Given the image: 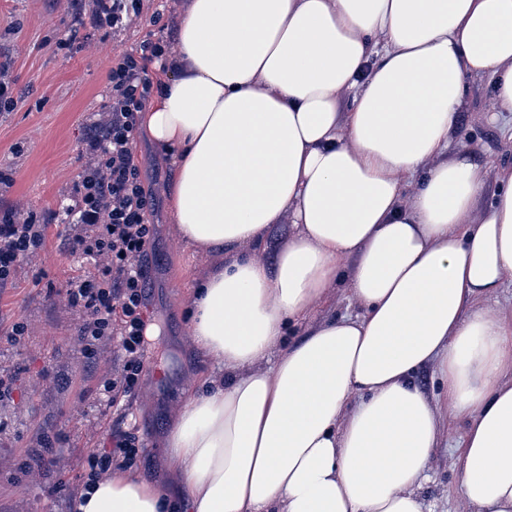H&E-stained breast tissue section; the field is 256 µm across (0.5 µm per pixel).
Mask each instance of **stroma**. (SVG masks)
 I'll list each match as a JSON object with an SVG mask.
<instances>
[{
  "instance_id": "stroma-1",
  "label": "stroma",
  "mask_w": 512,
  "mask_h": 512,
  "mask_svg": "<svg viewBox=\"0 0 512 512\" xmlns=\"http://www.w3.org/2000/svg\"><path fill=\"white\" fill-rule=\"evenodd\" d=\"M162 0H146L141 20L129 30L90 31L87 40L65 46L69 18L64 0H0V54L9 60L8 76L18 104L0 111V173L10 177L0 187V204H24L58 217L46 231L45 248L24 261L14 280L0 290V333L18 320L28 334L18 344L0 343V371L17 377L13 403L0 407V512H70L60 482L75 481L81 458L99 446L116 424L107 401L96 389L111 359L88 360L77 335L80 318L67 309L59 293L90 262L71 252L66 240L73 226L62 209L72 182L86 161L83 138L87 125L109 98L107 73L114 55L131 53L153 32V12ZM455 150L485 164L492 179L512 169V132L492 120L494 105L486 78L468 80ZM146 184L158 204L150 216L156 226L150 255L146 317L159 330L152 337L150 363L133 403V420L143 444L132 475L163 490L178 483L184 461L167 455V429L182 416L187 400L202 387L230 377L266 372L281 354L269 349L252 363L234 370L198 347L188 328L187 312L197 284L227 258L183 236L172 218L170 186L176 166L163 147L140 137L133 147ZM349 280L326 288L309 307L302 330L334 316L359 313ZM420 387L449 430L448 440L432 453L423 489L429 512H474L459 484V440L467 423L454 418L439 393L436 366L419 378ZM59 435L56 447L38 444L39 433ZM40 474L30 477L28 467Z\"/></svg>"
}]
</instances>
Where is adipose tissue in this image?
Returning a JSON list of instances; mask_svg holds the SVG:
<instances>
[{
  "instance_id": "obj_1",
  "label": "adipose tissue",
  "mask_w": 512,
  "mask_h": 512,
  "mask_svg": "<svg viewBox=\"0 0 512 512\" xmlns=\"http://www.w3.org/2000/svg\"><path fill=\"white\" fill-rule=\"evenodd\" d=\"M174 40L142 128L175 155L176 224L231 256L196 292L198 346L251 363L344 258L361 312L192 396L168 432L174 491L104 482L78 512H425L432 363L469 421L463 496L512 512V326L474 305L512 271V178L490 188L449 152L469 77L512 113V0H188ZM285 218L297 235L273 263L239 255Z\"/></svg>"
}]
</instances>
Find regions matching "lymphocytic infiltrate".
<instances>
[{
  "label": "lymphocytic infiltrate",
  "mask_w": 512,
  "mask_h": 512,
  "mask_svg": "<svg viewBox=\"0 0 512 512\" xmlns=\"http://www.w3.org/2000/svg\"><path fill=\"white\" fill-rule=\"evenodd\" d=\"M142 9V0H69L70 36L78 38L89 26L115 33L126 30L141 18ZM177 20L173 8L167 15H154L157 29L136 52L113 56L108 72L112 101L87 128V162L69 194L68 213L76 226L69 246L89 259L92 269L66 283V301L84 315L78 336L85 354L92 359L112 356V369L99 378L98 389L125 421L131 415L128 400L141 385L151 352L144 309L155 238L148 216L156 205L133 145L152 99L148 67L172 55L170 32ZM55 218L52 211L0 206V288L12 282L23 260L42 251L46 226ZM139 451L132 427L110 430L102 449L84 456L78 480L60 483L59 488L70 503L82 502L97 483L125 478Z\"/></svg>",
  "instance_id": "lymphocytic-infiltrate-1"
}]
</instances>
